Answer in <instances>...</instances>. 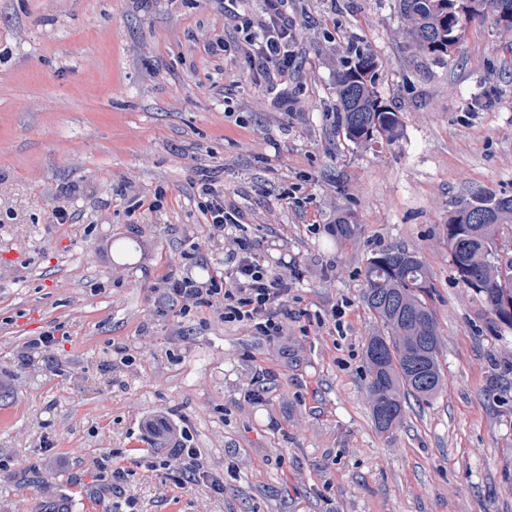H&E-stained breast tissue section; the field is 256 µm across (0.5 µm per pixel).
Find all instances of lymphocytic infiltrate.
I'll list each match as a JSON object with an SVG mask.
<instances>
[{
    "mask_svg": "<svg viewBox=\"0 0 512 512\" xmlns=\"http://www.w3.org/2000/svg\"><path fill=\"white\" fill-rule=\"evenodd\" d=\"M288 0H266V9L256 18L241 19L237 26L250 58L259 62L265 78L286 76L296 57L294 23ZM198 205L205 217V238L213 251L225 254L230 266L199 282L189 275L162 276L156 290L161 302L188 316L206 307L227 323H238L253 335L275 341L288 326L286 302L292 281L260 263L253 248L239 235L246 213L224 196L211 179H201Z\"/></svg>",
    "mask_w": 512,
    "mask_h": 512,
    "instance_id": "f902f5d3",
    "label": "lymphocytic infiltrate"
}]
</instances>
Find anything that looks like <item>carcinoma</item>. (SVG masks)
<instances>
[{"instance_id": "carcinoma-1", "label": "carcinoma", "mask_w": 512, "mask_h": 512, "mask_svg": "<svg viewBox=\"0 0 512 512\" xmlns=\"http://www.w3.org/2000/svg\"><path fill=\"white\" fill-rule=\"evenodd\" d=\"M412 47L441 60L461 43L468 22L490 19L512 30V0H399ZM377 57L350 45L336 73V133L362 146L392 142L402 130L399 113L378 95ZM485 212L493 222H476ZM448 250L458 280L481 295L496 319L512 327V252L501 237H512V196L479 191L459 200L445 225ZM364 304L378 325L365 346L367 396L381 433L392 431L404 415L403 400H428L443 385L440 338L429 299L428 268L415 252L385 248L364 269Z\"/></svg>"}]
</instances>
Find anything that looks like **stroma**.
Wrapping results in <instances>:
<instances>
[{
	"instance_id": "35a3bbf8",
	"label": "stroma",
	"mask_w": 512,
	"mask_h": 512,
	"mask_svg": "<svg viewBox=\"0 0 512 512\" xmlns=\"http://www.w3.org/2000/svg\"><path fill=\"white\" fill-rule=\"evenodd\" d=\"M288 13L298 54L267 81L215 0H0V512H512V328L459 282L444 234L472 192L512 196V33L473 20L435 60L410 47L396 0ZM218 34L233 45L220 67L205 51ZM356 40L396 141L336 134V64ZM205 167L256 215L255 253L293 275L275 343L154 290L172 269L224 268L192 194ZM158 191V211L139 208ZM58 208L75 223H54ZM340 216L356 237L329 232ZM396 245L431 274L444 385L381 433L363 273ZM59 325V345L19 359ZM157 415L221 493L173 482L174 441L145 427Z\"/></svg>"
}]
</instances>
